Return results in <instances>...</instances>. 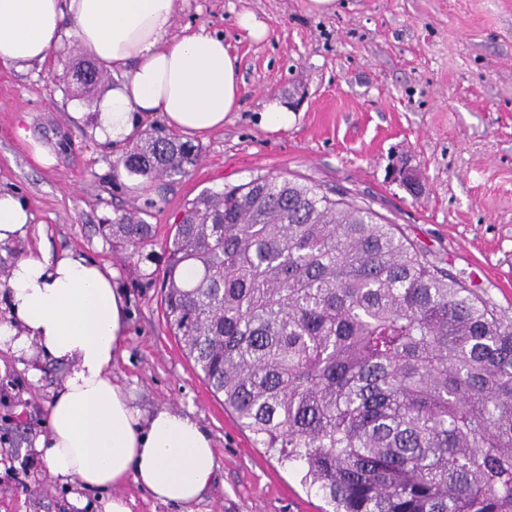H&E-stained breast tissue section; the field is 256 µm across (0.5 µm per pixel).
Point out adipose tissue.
Listing matches in <instances>:
<instances>
[{
    "mask_svg": "<svg viewBox=\"0 0 512 512\" xmlns=\"http://www.w3.org/2000/svg\"><path fill=\"white\" fill-rule=\"evenodd\" d=\"M178 0H0V64L50 59L67 34L81 52L124 79L87 113L102 139L121 143L144 119L205 135L240 106V80L222 36L205 26L172 34ZM29 208L0 191V246L26 239ZM0 282V350L64 367L47 403L48 431L29 453L48 477L75 485L74 512H131L132 483L154 500L194 505L217 457L209 433L185 412L143 411L112 378L128 334V302L112 268L79 251L11 260Z\"/></svg>",
    "mask_w": 512,
    "mask_h": 512,
    "instance_id": "1",
    "label": "adipose tissue"
}]
</instances>
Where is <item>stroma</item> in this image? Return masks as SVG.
Wrapping results in <instances>:
<instances>
[{
    "mask_svg": "<svg viewBox=\"0 0 512 512\" xmlns=\"http://www.w3.org/2000/svg\"><path fill=\"white\" fill-rule=\"evenodd\" d=\"M268 25L251 39L241 12ZM222 35L241 77L237 112L201 137L187 176L164 185L113 176L119 148L83 118L97 95L77 92L57 59L0 65V188L26 200L52 250H78L111 267L129 302V334L113 378L144 409L191 410L217 454L214 482L195 512H325L276 455L254 445L207 388L164 319L159 286H148L96 232L115 209L155 201L157 235L142 269L161 268V245L184 205L203 190L278 175L321 185L331 198L369 206L429 262L448 270L512 316V0H336L329 13L307 0H180L176 28ZM291 106L288 129L264 130L259 114ZM58 143L57 162L38 166L16 135ZM417 172L412 195L396 168ZM148 207V206H147ZM31 383L0 351V512H67L68 488L29 461L46 430L60 367Z\"/></svg>",
    "mask_w": 512,
    "mask_h": 512,
    "instance_id": "obj_1",
    "label": "stroma"
}]
</instances>
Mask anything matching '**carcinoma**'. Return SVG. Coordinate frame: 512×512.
<instances>
[{
  "mask_svg": "<svg viewBox=\"0 0 512 512\" xmlns=\"http://www.w3.org/2000/svg\"><path fill=\"white\" fill-rule=\"evenodd\" d=\"M73 76L84 94L109 79ZM201 153L153 124L113 170L173 180ZM153 207L98 226L123 259L154 242ZM164 256L140 277L183 353L332 512H512V318L370 207L258 176L189 201Z\"/></svg>",
  "mask_w": 512,
  "mask_h": 512,
  "instance_id": "carcinoma-1",
  "label": "carcinoma"
}]
</instances>
